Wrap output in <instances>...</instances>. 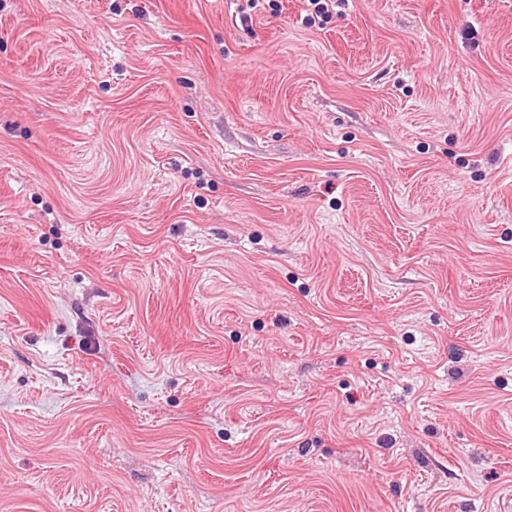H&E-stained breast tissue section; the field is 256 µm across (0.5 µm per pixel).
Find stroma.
Wrapping results in <instances>:
<instances>
[{"label":"stroma","mask_w":512,"mask_h":512,"mask_svg":"<svg viewBox=\"0 0 512 512\" xmlns=\"http://www.w3.org/2000/svg\"><path fill=\"white\" fill-rule=\"evenodd\" d=\"M0 0V512H498L512 0Z\"/></svg>","instance_id":"1"}]
</instances>
